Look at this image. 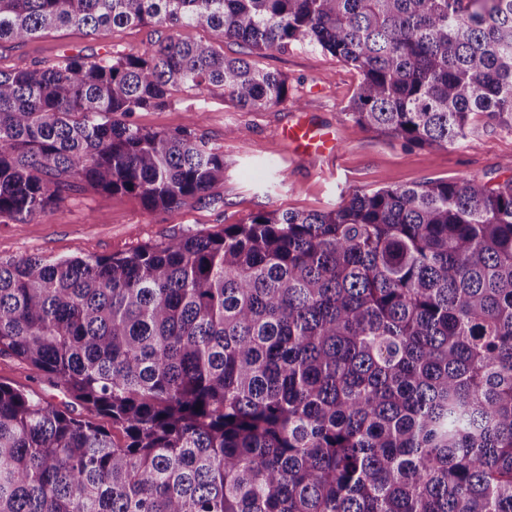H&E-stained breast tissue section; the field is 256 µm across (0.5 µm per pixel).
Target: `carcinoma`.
I'll list each match as a JSON object with an SVG mask.
<instances>
[{
  "label": "carcinoma",
  "instance_id": "carcinoma-1",
  "mask_svg": "<svg viewBox=\"0 0 512 512\" xmlns=\"http://www.w3.org/2000/svg\"><path fill=\"white\" fill-rule=\"evenodd\" d=\"M142 24L163 34L137 56L0 70V217L71 179L148 211L217 202L224 155L131 116L210 87L298 109L257 63L294 45L359 74L361 129L448 147L512 126V0H0V44ZM0 353L83 409L0 383V512H512V179L0 259Z\"/></svg>",
  "mask_w": 512,
  "mask_h": 512
}]
</instances>
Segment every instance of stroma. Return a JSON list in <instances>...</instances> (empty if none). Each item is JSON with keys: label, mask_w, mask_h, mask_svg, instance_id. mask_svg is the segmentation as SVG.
<instances>
[{"label": "stroma", "mask_w": 512, "mask_h": 512, "mask_svg": "<svg viewBox=\"0 0 512 512\" xmlns=\"http://www.w3.org/2000/svg\"><path fill=\"white\" fill-rule=\"evenodd\" d=\"M157 36L152 26L117 28L103 37L75 28L53 30L23 43L0 44V69L49 65L65 55L137 54ZM260 64L287 79L291 92L301 99V109L241 110L225 101L222 89L210 88L133 116L139 127L152 131L194 128L209 147L223 154L224 179L213 188L217 204L188 205L175 215L149 212L132 196L77 182L45 215L25 223L0 218V258L120 255L174 235L217 232L260 211H325L352 189L455 181L474 174L492 184L512 178V127L491 125L447 149L408 147L344 119L340 109L359 77L335 57L297 45L270 53ZM302 118L335 131L336 157L306 160L280 139L282 127ZM0 383L58 406L68 401L62 388L33 374L12 355H0Z\"/></svg>", "instance_id": "stroma-1"}]
</instances>
